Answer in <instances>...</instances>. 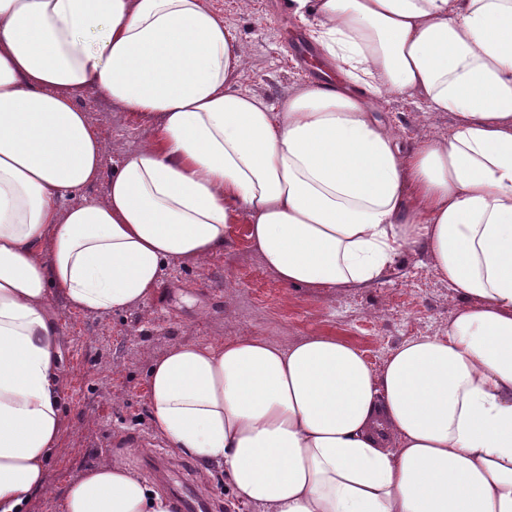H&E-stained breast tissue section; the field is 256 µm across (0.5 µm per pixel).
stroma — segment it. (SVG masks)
I'll return each instance as SVG.
<instances>
[{"instance_id":"35a3bbf8","label":"stroma","mask_w":512,"mask_h":512,"mask_svg":"<svg viewBox=\"0 0 512 512\" xmlns=\"http://www.w3.org/2000/svg\"><path fill=\"white\" fill-rule=\"evenodd\" d=\"M288 2L207 0L246 47L242 85L271 102L308 82L291 44L309 41L310 25ZM79 104L106 142L107 162L154 137L152 123L98 92L84 93ZM382 110L407 143L446 139L455 123L453 114L427 111L406 95L387 96ZM50 301L63 336L67 426L46 465L47 490L24 512H63L68 484L103 461L124 465L162 493L184 482L227 512H254L236 502L221 467L179 454L155 434L147 403L153 363L184 343L262 336L285 345L322 333L355 344L378 369L404 341L440 334L459 303L420 247L402 252L380 280L363 288L286 287L252 247L243 222L231 225L223 252L170 263L156 292L134 308L87 313L71 308L56 290Z\"/></svg>"}]
</instances>
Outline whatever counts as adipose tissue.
Returning <instances> with one entry per match:
<instances>
[{
  "label": "adipose tissue",
  "mask_w": 512,
  "mask_h": 512,
  "mask_svg": "<svg viewBox=\"0 0 512 512\" xmlns=\"http://www.w3.org/2000/svg\"><path fill=\"white\" fill-rule=\"evenodd\" d=\"M289 7L343 80L271 103L205 0H0V512L46 492L66 427L50 287L125 310L242 220L286 286L363 287L421 244L463 303L378 370L334 336L175 346L149 373L154 432L259 512H512V0ZM89 90L153 141L105 165ZM390 93L453 113L448 138L402 143ZM64 510L171 503L103 462Z\"/></svg>",
  "instance_id": "ef3b65f1"
}]
</instances>
